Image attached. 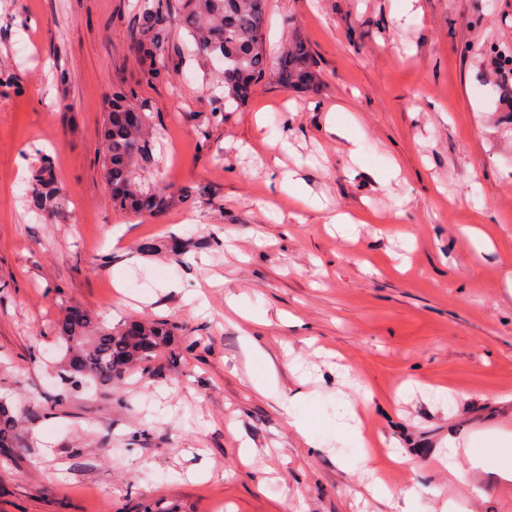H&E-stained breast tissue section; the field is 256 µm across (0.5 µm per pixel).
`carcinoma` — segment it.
Listing matches in <instances>:
<instances>
[{"label":"carcinoma","mask_w":512,"mask_h":512,"mask_svg":"<svg viewBox=\"0 0 512 512\" xmlns=\"http://www.w3.org/2000/svg\"><path fill=\"white\" fill-rule=\"evenodd\" d=\"M180 21L192 37L194 51L204 59L224 62L220 82L224 100L214 108V117H224L226 106L243 105L254 85L273 72L284 86H307L315 79L305 44L295 39L271 66L264 49L267 0H143L132 26L135 49L153 57L170 38L171 24ZM142 113L140 125L132 128L121 120L126 112ZM148 117L124 90L112 95L111 111L102 132L105 152L103 171L112 190V201L134 213L152 212L165 205L164 189L146 185L135 176L137 162L149 149ZM34 203L43 209L56 206L61 195L54 160L41 156L29 178ZM92 319L81 323L68 320L58 328L64 351L62 378H89L110 388L123 381L127 372L149 361L171 342L174 327L165 321L139 320L141 334L127 336L126 324L113 328H91ZM18 425L9 407L0 403V447L11 445Z\"/></svg>","instance_id":"1"}]
</instances>
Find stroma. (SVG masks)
Here are the masks:
<instances>
[{
    "label": "stroma",
    "mask_w": 512,
    "mask_h": 512,
    "mask_svg": "<svg viewBox=\"0 0 512 512\" xmlns=\"http://www.w3.org/2000/svg\"><path fill=\"white\" fill-rule=\"evenodd\" d=\"M139 5L0 0V401L19 418L0 512H512V479L466 457L512 433V0H419L409 21L399 0H267L269 60L301 39L317 80L266 77L220 120L218 62L142 81L191 39L173 27L142 59ZM120 86L149 117L157 212L114 206L102 173ZM43 153L51 210L24 195ZM71 307L176 332L116 388L70 385ZM348 404L364 447L338 433ZM294 416L331 445L309 448ZM378 477L417 498L372 495Z\"/></svg>",
    "instance_id": "obj_1"
}]
</instances>
